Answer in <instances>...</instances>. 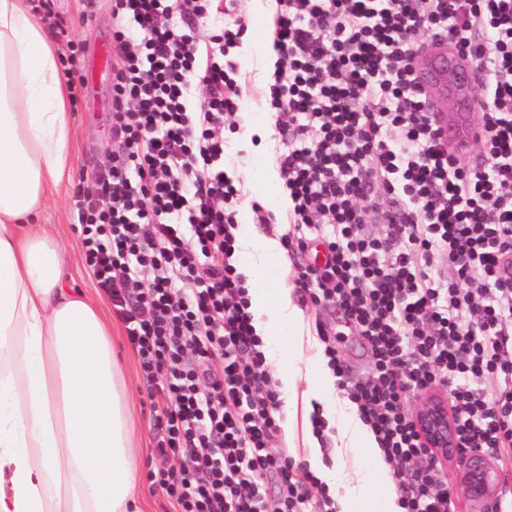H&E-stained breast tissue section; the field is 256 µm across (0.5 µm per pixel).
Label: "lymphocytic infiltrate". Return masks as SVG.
<instances>
[{
	"label": "lymphocytic infiltrate",
	"mask_w": 512,
	"mask_h": 512,
	"mask_svg": "<svg viewBox=\"0 0 512 512\" xmlns=\"http://www.w3.org/2000/svg\"><path fill=\"white\" fill-rule=\"evenodd\" d=\"M112 150L73 218L95 284L124 322L152 407L166 512H336L325 482L274 449L279 383L232 258L241 191L224 130L240 35L214 0H108ZM473 62L483 160L449 153L414 57L424 36ZM271 108L302 302L340 312L372 375L350 380L403 512H456L409 400L448 391L456 452L512 464V0H277ZM494 378L485 391L481 383ZM275 484L264 501L260 489Z\"/></svg>",
	"instance_id": "obj_1"
}]
</instances>
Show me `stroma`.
I'll return each instance as SVG.
<instances>
[{
    "mask_svg": "<svg viewBox=\"0 0 512 512\" xmlns=\"http://www.w3.org/2000/svg\"><path fill=\"white\" fill-rule=\"evenodd\" d=\"M51 17L50 31L59 52H66L68 43L82 47V58H90L95 48L97 33H111L112 16L105 0H96L94 6H87L86 0H49ZM244 28L240 40L251 43V51L241 47L231 52L239 69L235 75L243 89L240 100L239 125L227 132L224 162L232 169L242 191V202L237 213L250 212L251 204L263 201L260 188L247 181V174L259 167L276 164L274 129L269 128L270 120L277 114L266 101L269 81L265 76L259 51L272 42L273 21L260 8L258 0H241L235 14ZM73 126V170L71 183L60 196L51 199L41 212L38 221L53 235L58 247L67 258V268L78 288L92 299H100L85 263L81 239L73 223V208L83 175L91 172L111 150L112 140L108 131L109 117L91 110L87 98H79L71 108ZM329 343L335 347L345 370L353 380L368 378L373 370L370 352L359 344L357 337L336 334ZM112 346L124 369L127 379L135 389L132 403V417L135 425L134 452L138 459L142 479L139 483L142 512H164L163 498L152 492L147 473L153 462V426L150 400L147 389L140 377L138 358L131 348L120 319L112 321Z\"/></svg>",
    "mask_w": 512,
    "mask_h": 512,
    "instance_id": "1",
    "label": "stroma"
}]
</instances>
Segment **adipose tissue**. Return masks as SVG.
<instances>
[{
  "label": "adipose tissue",
  "instance_id": "ef3b65f1",
  "mask_svg": "<svg viewBox=\"0 0 512 512\" xmlns=\"http://www.w3.org/2000/svg\"><path fill=\"white\" fill-rule=\"evenodd\" d=\"M69 83L27 0H0V512H140L130 452V389L100 307L76 288L54 237L38 224L69 179ZM234 235L253 326L288 338L277 378L288 445L305 452L337 512H401L390 466L337 377L279 269L277 240L241 217ZM336 429L323 461L311 401ZM353 455L355 469L339 463Z\"/></svg>",
  "mask_w": 512,
  "mask_h": 512
}]
</instances>
